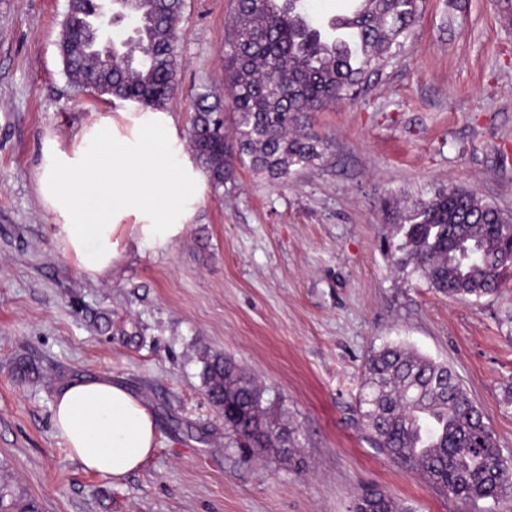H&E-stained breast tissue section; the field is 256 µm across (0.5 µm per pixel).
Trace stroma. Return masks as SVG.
<instances>
[{
    "label": "stroma",
    "instance_id": "obj_1",
    "mask_svg": "<svg viewBox=\"0 0 512 512\" xmlns=\"http://www.w3.org/2000/svg\"><path fill=\"white\" fill-rule=\"evenodd\" d=\"M233 0H184L178 89L224 80ZM69 0H0V480L38 512H351L383 491L399 512H507L449 502L375 448L358 396L374 351L447 363L512 459V279L448 297L384 249L395 207L448 188L512 214V0H419L401 54L355 97L314 113V163L272 183L236 165L204 187L169 250L130 243L80 272L37 191L45 137L76 141L129 103L75 87L58 50ZM223 355L265 390L294 446L243 455L209 402L202 361ZM102 375L141 396L158 446L114 481L54 434L59 386Z\"/></svg>",
    "mask_w": 512,
    "mask_h": 512
}]
</instances>
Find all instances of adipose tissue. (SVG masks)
Wrapping results in <instances>:
<instances>
[{
	"label": "adipose tissue",
	"instance_id": "1",
	"mask_svg": "<svg viewBox=\"0 0 512 512\" xmlns=\"http://www.w3.org/2000/svg\"><path fill=\"white\" fill-rule=\"evenodd\" d=\"M131 122L123 130L100 115L72 147L48 139L42 148L38 189L56 217L55 235L92 277L120 261L125 240L167 249L201 197V176L185 158L172 118L137 112ZM52 424L84 469L115 480L139 470L157 446L142 398L105 376L62 385Z\"/></svg>",
	"mask_w": 512,
	"mask_h": 512
}]
</instances>
